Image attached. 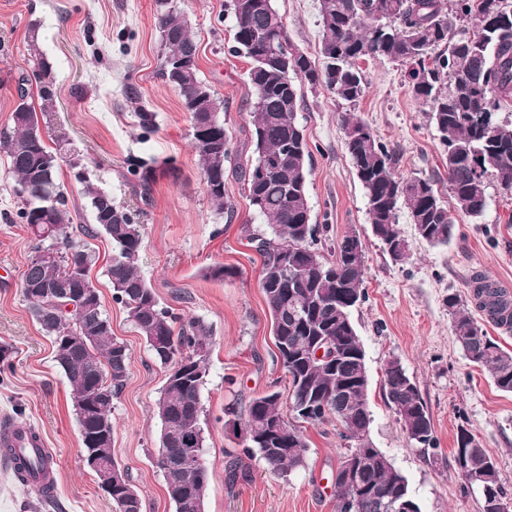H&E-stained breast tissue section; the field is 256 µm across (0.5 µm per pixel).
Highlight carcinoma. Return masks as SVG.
I'll use <instances>...</instances> for the list:
<instances>
[{"label": "carcinoma", "instance_id": "obj_1", "mask_svg": "<svg viewBox=\"0 0 512 512\" xmlns=\"http://www.w3.org/2000/svg\"><path fill=\"white\" fill-rule=\"evenodd\" d=\"M156 6L155 23L164 46L158 75L179 91L190 114L192 144L211 203L219 214H234L224 197V177L230 171L242 181L250 206L267 220V230L250 235L249 240L262 258L259 288L270 315L276 358L288 374L296 419L336 424L340 438L352 442L348 452L359 451L373 422L368 385L359 383L365 353L351 321L352 309L365 298V248L349 249L342 238L330 247L336 259L322 254L327 228L312 223L307 191L310 152L296 121L303 102L301 84L322 87L354 105L366 91L359 61L387 59L408 66L413 94L428 107L441 134L454 210L443 204L432 180L400 176L386 144L359 116L342 114L341 126L365 191L374 235L402 258L409 251L398 228L403 206L420 239L433 247L445 245L455 224L453 213L472 219L483 215L488 172L503 189L512 191V124L498 119V113L512 108V0H453L452 17L446 0H324L318 62L290 42L285 19L273 0H229L234 51L249 63L255 150L248 160L235 150L219 116L224 101L199 77L197 58H189L177 70L172 67L187 48L197 47L187 21L171 0H156ZM456 18L472 22L471 29L456 31ZM30 56L32 74L17 79L21 106L0 128V153L7 157L14 176L15 216L27 226L31 252L47 250L52 259L28 261L23 289L53 285L71 273L89 271L95 262L86 242L74 238L69 229L68 193L58 179V161L69 151L71 140L53 130L57 93L48 87H57V82L35 36ZM126 97L134 105L142 135L154 132L156 113L143 104L137 89L128 88ZM473 159L481 167L478 175L471 171ZM75 177L84 184L92 211L93 225L81 227V233L94 237L100 228L112 241L105 275L113 302L126 312L161 366L170 372L175 362H183L181 381L174 383L165 375L156 403L159 441L192 422L197 426L195 447L201 449L205 437L200 393L208 370L197 366L196 353L210 348V327L163 305L141 274L143 225L137 214L96 185L89 172L81 169ZM124 178L141 202L149 204L156 181L153 163L128 160ZM467 287L478 311L499 327L512 326V298L497 283L475 274ZM23 297L45 335L77 338L71 349L58 347L56 363L70 387L79 426L90 435L112 433V400L124 388L130 353L124 341L112 334L100 293L84 302L67 303L36 304L29 294ZM447 303L456 341L466 357L486 368L500 391L512 394V352L487 335L459 294H449ZM320 347L324 354L318 357ZM384 392L408 438L434 447L427 407L395 361L384 367ZM239 419L242 433L273 432L277 442L265 446L247 441L243 448L227 452L231 480H236L244 456L259 457L267 469L280 475L304 466L308 440L303 428L284 415L279 392L250 398ZM463 451L471 472L481 476L466 488L481 487L484 498L504 496L494 461L461 426L454 457ZM96 452L106 466L123 472L127 486H132L128 472L112 454V440ZM0 454L12 463L13 476L23 486L50 467L49 456L40 448L0 446ZM370 460L358 490L336 487V512H381L385 500L409 491L406 477L379 449ZM160 471L165 488L179 491V497L171 498L176 512H204L208 471L194 464ZM134 496L135 506L130 507L123 491H112L115 512H142L139 493ZM354 499L355 509L350 507Z\"/></svg>", "mask_w": 512, "mask_h": 512}]
</instances>
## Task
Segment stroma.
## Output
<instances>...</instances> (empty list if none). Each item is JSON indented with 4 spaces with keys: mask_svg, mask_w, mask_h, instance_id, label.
Listing matches in <instances>:
<instances>
[{
    "mask_svg": "<svg viewBox=\"0 0 512 512\" xmlns=\"http://www.w3.org/2000/svg\"><path fill=\"white\" fill-rule=\"evenodd\" d=\"M198 46L200 78L224 102V125L236 147L250 143L245 101L247 61L232 50V20L225 0H172ZM288 37L318 58L322 25L319 0H275ZM155 0H0V127L17 98L16 82L30 71L31 42L55 72V122L95 168L99 184L131 209L142 210L141 272L162 303L175 313L203 320L212 329L208 377L201 393L209 471L205 512H335L333 473L348 445L335 425H305L306 464L289 476L246 459L245 472L229 482L227 452L239 441L226 409L276 386L282 408L291 404L288 376L276 361L270 317L258 287L259 255L248 236L266 229L250 206L242 183L226 176L224 193L233 218L217 214L190 141V116L179 91L158 75L164 52L155 25ZM366 93L355 107L387 144L404 177L433 180L452 205L441 135L410 88L403 65L389 60L362 64ZM135 87L156 114V129L141 136L125 90ZM297 119L312 154L308 195L312 220L329 227L330 240L349 233L365 244L364 300L351 317L366 353L371 439L407 477L421 512H482L478 492L465 489L453 460L458 426H467L494 458L500 482L512 499V394L498 391L489 372L459 347L448 313L449 293H466L479 273L512 289V192L495 177L486 181L487 207L479 221L458 216L446 245L432 247L415 235L406 211L398 224L410 245L396 262L374 235L367 199L347 153L339 116L346 112L325 89L303 87ZM155 158L175 166L158 174L152 202L142 206L124 182L129 158ZM0 153V344L12 350L13 370L0 381V417L41 432L54 455L55 506L21 486L0 459V512H113L84 463L79 428L67 381L55 363L51 338L33 320L20 284L30 252L25 225L12 222L16 200ZM98 260L90 277L98 288L112 333L131 355L128 377L112 401V452L136 486L143 512H174L161 471L153 460L161 422L156 401L165 370L143 336L112 300L104 274L112 243L90 241ZM234 267L224 281L203 277L213 264ZM399 360L415 381L430 414L436 445L411 442L383 389V367ZM234 386H227V378Z\"/></svg>",
    "mask_w": 512,
    "mask_h": 512,
    "instance_id": "obj_1",
    "label": "stroma"
}]
</instances>
